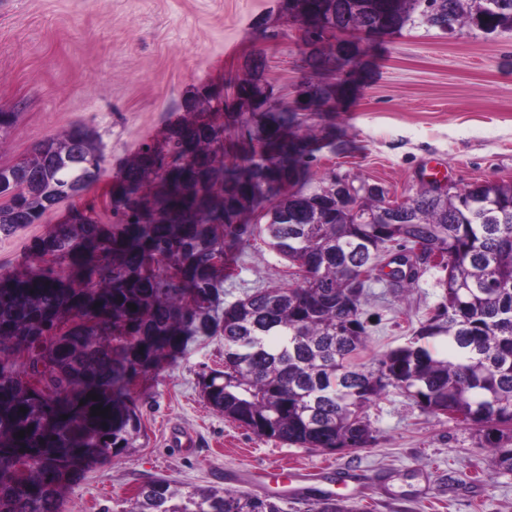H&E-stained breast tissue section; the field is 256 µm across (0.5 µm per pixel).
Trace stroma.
Instances as JSON below:
<instances>
[{"label": "stroma", "instance_id": "35a3bbf8", "mask_svg": "<svg viewBox=\"0 0 512 512\" xmlns=\"http://www.w3.org/2000/svg\"><path fill=\"white\" fill-rule=\"evenodd\" d=\"M349 42L357 52L348 68H300L309 47L287 0H0V110L15 115L0 165L29 159L40 142L78 125L106 153L104 175L81 197L0 235V273L34 265L33 245L71 210L91 207L110 223L104 200L126 160L143 143L163 147L197 89L231 96L228 77L254 67L273 86L277 109L292 107L307 84H335L331 109L316 101L303 118L332 127L348 150L318 153L315 177L335 171L398 200L427 186L433 168L456 190L512 181V31L443 32L417 22ZM228 258L234 271L222 306L293 281L288 261L258 237L244 236ZM439 276L428 268L409 291L374 286L368 358L407 342L441 300ZM223 367V338L196 336L140 377L134 448L72 477L62 512H128L138 489L159 478L272 493L292 468L311 480L289 488L288 512H307L318 490L358 512H512V475L495 473L478 453L475 430L391 394L367 411L372 447L331 454L288 446L207 404L201 378Z\"/></svg>", "mask_w": 512, "mask_h": 512}]
</instances>
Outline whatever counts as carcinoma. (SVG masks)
Instances as JSON below:
<instances>
[{"instance_id":"1","label":"carcinoma","mask_w":512,"mask_h":512,"mask_svg":"<svg viewBox=\"0 0 512 512\" xmlns=\"http://www.w3.org/2000/svg\"><path fill=\"white\" fill-rule=\"evenodd\" d=\"M324 2L330 25L366 32L380 14L382 32L416 15L446 31L461 22L512 30V0H365L357 15L350 0H296L289 10L313 47L325 37L308 13ZM230 83L236 96L260 88L256 73ZM212 99L198 90L165 146L145 145L127 162L110 208L117 223L80 214L40 241L37 258L71 259L69 273L0 274V346L30 352L23 377L0 362V512H61L73 474L133 448L142 429L133 380L192 336L224 338V370L204 377L202 392L260 438L330 453L368 448L376 435L367 408L397 393L479 431V449L512 474V182L444 197L424 187L391 222L382 200L360 194L358 215L334 199L336 173L311 174L323 138L299 113L231 112L226 98L213 113L197 111ZM105 162L95 134L74 126L39 144L24 170L0 166V234L85 192ZM220 226L229 240L263 238L295 268V282L259 288L214 315ZM433 257L442 301L405 344L365 363L370 288H412ZM435 337L447 356L426 346ZM97 407L108 412L94 416ZM130 512L285 509L268 493L158 479L139 488ZM311 512L352 509L321 493Z\"/></svg>"}]
</instances>
